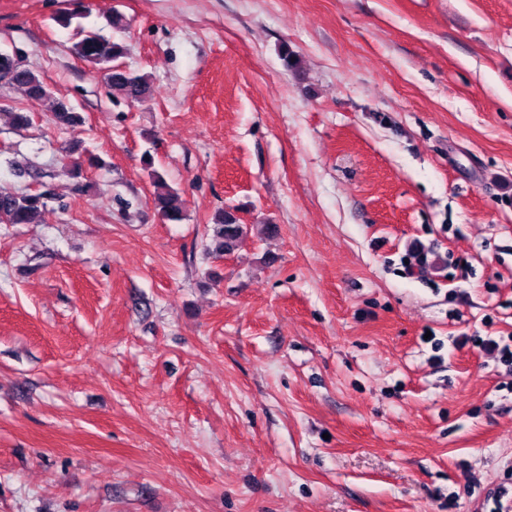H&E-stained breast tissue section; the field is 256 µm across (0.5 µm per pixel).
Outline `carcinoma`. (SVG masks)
Instances as JSON below:
<instances>
[{
	"mask_svg": "<svg viewBox=\"0 0 512 512\" xmlns=\"http://www.w3.org/2000/svg\"><path fill=\"white\" fill-rule=\"evenodd\" d=\"M76 13L62 15L56 22L64 28H73L72 53L81 60L105 71L108 85L121 89L128 100L139 101L152 92L149 78L137 72L125 73L118 70L120 59L126 54V47L121 42L107 40L93 29L81 22H73ZM0 71L11 74L9 84L21 87L26 95L35 101L49 97L43 80L33 70L22 63L17 53L0 52ZM56 118L63 125H75L82 122V117L66 103H56ZM103 160L93 154L76 159L71 163V175L75 179L84 176L85 167L99 166ZM150 178L159 192L155 194V203L164 220L179 223L184 220L186 202L180 192L165 184L163 175L151 169ZM47 197L42 192L0 193V224H37L46 208ZM249 228L239 222L237 216L224 209L215 217V229L212 243L206 249L219 255L234 252L240 240L247 236Z\"/></svg>",
	"mask_w": 512,
	"mask_h": 512,
	"instance_id": "cac0c4a2",
	"label": "carcinoma"
}]
</instances>
